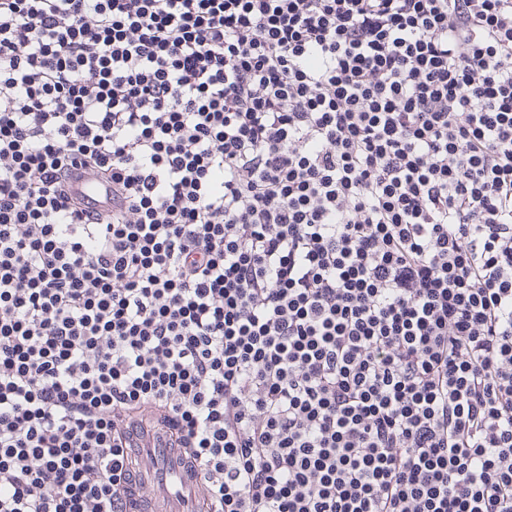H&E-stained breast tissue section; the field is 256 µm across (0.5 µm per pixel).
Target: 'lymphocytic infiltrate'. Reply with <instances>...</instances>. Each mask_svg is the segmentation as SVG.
<instances>
[{
	"instance_id": "1",
	"label": "lymphocytic infiltrate",
	"mask_w": 512,
	"mask_h": 512,
	"mask_svg": "<svg viewBox=\"0 0 512 512\" xmlns=\"http://www.w3.org/2000/svg\"><path fill=\"white\" fill-rule=\"evenodd\" d=\"M151 408L205 512H512V0H0V512ZM70 192L86 211L104 213L112 210V185L88 171L81 168L73 171Z\"/></svg>"
}]
</instances>
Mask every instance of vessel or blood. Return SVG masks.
Wrapping results in <instances>:
<instances>
[{"mask_svg":"<svg viewBox=\"0 0 512 512\" xmlns=\"http://www.w3.org/2000/svg\"><path fill=\"white\" fill-rule=\"evenodd\" d=\"M71 195L89 212L112 208V186L94 174L75 169ZM138 452V477L129 497L135 512H193L204 500L203 475L181 449L171 447L167 436L154 430L134 429Z\"/></svg>","mask_w":512,"mask_h":512,"instance_id":"vessel-or-blood-1","label":"vessel or blood"}]
</instances>
